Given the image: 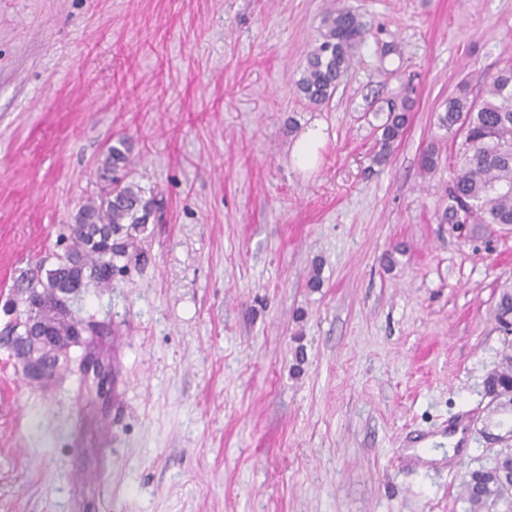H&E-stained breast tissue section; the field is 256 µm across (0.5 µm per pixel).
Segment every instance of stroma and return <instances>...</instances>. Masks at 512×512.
Returning a JSON list of instances; mask_svg holds the SVG:
<instances>
[{
  "mask_svg": "<svg viewBox=\"0 0 512 512\" xmlns=\"http://www.w3.org/2000/svg\"><path fill=\"white\" fill-rule=\"evenodd\" d=\"M338 4L371 32L316 107L295 82ZM510 54L512 0H0V328L116 138L162 206L73 304L112 331L105 398L74 371L35 385L0 346V512H465L496 451L512 225L441 223L458 149L437 116ZM406 90L375 163L374 114ZM316 120L305 175L289 148ZM467 410L457 465L400 467L401 436ZM412 108L413 99L408 93H405L386 102V109L381 107L378 112H375V117L383 114L382 123L375 126V130L381 131L378 139L379 150L375 155L377 162L386 161L391 155L394 145L402 139ZM484 393L491 398L496 414L512 413V352L502 351L497 367L491 371L484 382Z\"/></svg>",
  "mask_w": 512,
  "mask_h": 512,
  "instance_id": "35a3bbf8",
  "label": "stroma"
}]
</instances>
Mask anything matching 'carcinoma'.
Returning <instances> with one entry per match:
<instances>
[{"mask_svg":"<svg viewBox=\"0 0 512 512\" xmlns=\"http://www.w3.org/2000/svg\"><path fill=\"white\" fill-rule=\"evenodd\" d=\"M370 29L361 16L345 7L326 12L315 46L296 82L309 104L329 103L352 59L365 44ZM413 99L404 94L378 110L382 123L377 162L387 160L407 129ZM439 128L449 136L463 137L457 168L448 179V209L441 221L450 224H512V56L489 74L482 93L469 98L462 91L448 99L438 116ZM439 162L438 143H430L420 157L422 173L432 174ZM130 144L125 137L108 148L97 197H89L71 225L68 252L55 266L25 271L17 281V292L43 294L45 285L55 290L75 282L84 287L106 288L140 243L150 219L156 217L155 198L127 181ZM496 318L512 321V289L502 291ZM484 393L496 414L512 413V351H502L497 367L484 382ZM468 512H512V448L497 450L493 465L468 472L463 482Z\"/></svg>","mask_w":512,"mask_h":512,"instance_id":"carcinoma-1","label":"carcinoma"}]
</instances>
